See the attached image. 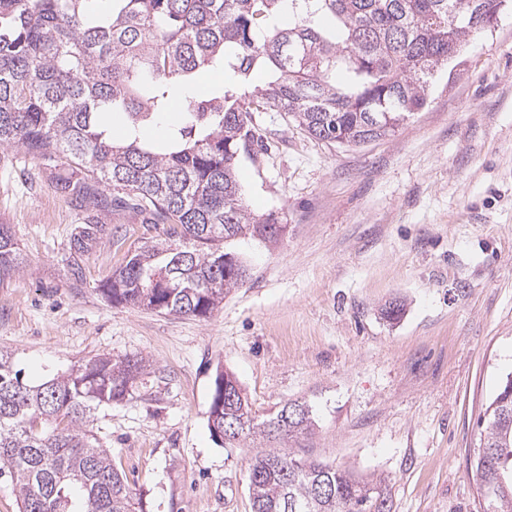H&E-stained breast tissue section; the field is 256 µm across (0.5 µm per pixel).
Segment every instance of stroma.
I'll use <instances>...</instances> for the list:
<instances>
[{
  "label": "stroma",
  "instance_id": "stroma-1",
  "mask_svg": "<svg viewBox=\"0 0 512 512\" xmlns=\"http://www.w3.org/2000/svg\"><path fill=\"white\" fill-rule=\"evenodd\" d=\"M462 61L423 110L360 147L257 114L265 148L238 179L281 231L225 244L247 277L207 319L108 302L100 284L161 227L81 207L43 160L0 149V224L23 258L0 282V350L31 385L95 356L145 362L89 425L143 512H251L264 442L211 434L220 368L259 416L307 402L314 429L289 448L385 477L390 512H486L477 420L512 373V17Z\"/></svg>",
  "mask_w": 512,
  "mask_h": 512
}]
</instances>
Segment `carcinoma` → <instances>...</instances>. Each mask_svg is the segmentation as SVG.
<instances>
[{"instance_id": "obj_1", "label": "carcinoma", "mask_w": 512, "mask_h": 512, "mask_svg": "<svg viewBox=\"0 0 512 512\" xmlns=\"http://www.w3.org/2000/svg\"><path fill=\"white\" fill-rule=\"evenodd\" d=\"M0 0V148L64 165L57 188L81 204L113 205L166 224L100 287L112 304L206 319L243 283L224 251L263 236L272 218L243 205L236 169L259 143L255 113L272 108L314 139L361 146L391 135L426 106L432 80L471 40L492 32L482 15L512 0ZM288 16V25L278 22ZM224 84L194 93L203 69ZM257 72L267 82L251 90ZM181 121L153 140L177 99ZM126 136L112 137L113 118ZM22 261L0 224V281ZM142 362L94 357L39 385L23 382L0 352V464L19 489L20 512H142L110 450L86 423L123 399ZM235 399L214 387L210 407L239 423L229 443L274 436L283 405L261 419L237 379ZM288 437L312 425L294 401ZM476 480L489 512H512V374L484 414ZM251 512H374L386 481L277 448L249 468Z\"/></svg>"}]
</instances>
